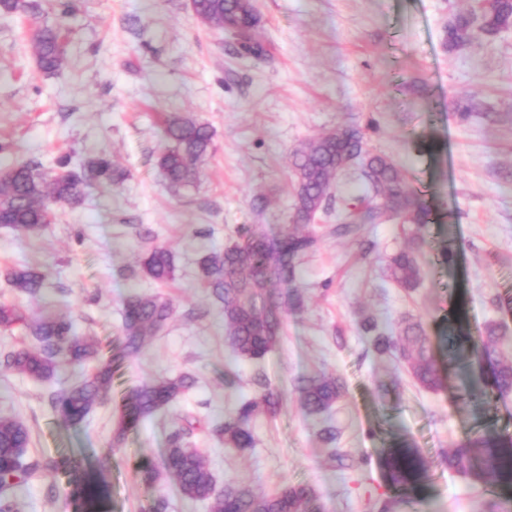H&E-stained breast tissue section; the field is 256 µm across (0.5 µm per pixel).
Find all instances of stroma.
<instances>
[{"instance_id": "35a3bbf8", "label": "stroma", "mask_w": 512, "mask_h": 512, "mask_svg": "<svg viewBox=\"0 0 512 512\" xmlns=\"http://www.w3.org/2000/svg\"><path fill=\"white\" fill-rule=\"evenodd\" d=\"M31 17L0 13V167L34 162L53 170L105 151L128 171L119 186L90 185L76 205H57L39 235L0 225V303L68 316L77 334L103 353L123 336V308L135 293L170 298L175 313L86 420L64 425L48 395L93 363L63 369L50 383L0 367V417L25 424L29 454L75 458L68 472L22 486L15 512H73L87 481L105 492L107 512H146L141 464H160L173 423L192 428L216 489L238 482L271 493L284 483L310 485L325 512H485L488 500H512V486L475 483L448 470V451L487 431L512 435V395L476 399L463 390L478 364L448 358V335H478L500 325L498 351L512 362V27L451 51L445 30L473 0H254L268 54L241 57L220 30L200 24L190 0H76L64 15L37 0ZM60 29L67 59L39 72L27 47L30 28ZM473 104L468 120L458 106ZM187 113L214 132L200 181L173 193L155 165L163 119ZM364 129L368 147L394 159L432 211L422 227L390 221L340 235L335 216H318L316 249L294 286L301 312L288 313L279 345L264 359L226 362L232 353L223 305L201 279L199 263L223 250L246 224L279 232L289 222V156L337 127ZM267 196L263 213L251 207ZM171 246L176 276L143 278L137 261ZM414 248L422 278L412 289L387 274L389 256ZM29 265L46 275L44 297L14 290L7 274ZM422 321L443 379L421 388L392 354H377L359 328ZM193 375L197 383L167 411L113 444L115 400L137 384ZM337 378L345 393L329 419L344 462L330 461L321 424L301 408L300 378ZM283 394L276 415L259 416L255 445L224 447L211 426L260 390L258 377ZM412 442L428 465L413 494L387 481L382 458Z\"/></svg>"}]
</instances>
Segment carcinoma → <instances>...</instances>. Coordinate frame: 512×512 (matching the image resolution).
<instances>
[{
  "instance_id": "1",
  "label": "carcinoma",
  "mask_w": 512,
  "mask_h": 512,
  "mask_svg": "<svg viewBox=\"0 0 512 512\" xmlns=\"http://www.w3.org/2000/svg\"><path fill=\"white\" fill-rule=\"evenodd\" d=\"M191 8L202 24L228 33L238 53L254 58L266 54L251 0H191ZM36 9L34 0H0V11L5 14L28 15ZM509 26L512 0H478L475 8L457 15L448 25V50L489 39ZM29 46L37 69L44 74L55 73L66 60L67 42L55 27L31 28ZM213 136L208 124L191 115L165 120V146L157 156V167L170 188L178 191L199 179ZM349 160L364 192L356 203L336 214L337 232L349 234L362 224H379L393 218L419 227L430 223L429 208L408 185L402 169L390 157L369 151L363 130L337 127L295 150L289 156L294 196L292 226L271 235L262 224L247 225L224 246V252L211 253L200 264L202 279L223 303L226 339L235 358L263 359L280 342L284 313L290 307H302L301 296L284 286L296 280L299 260L316 246L317 238L307 227L332 208L333 181ZM127 178L128 173L116 167L105 153L91 157L78 169L70 168V157L62 156L52 175L32 162L0 168V224L25 236L37 235L53 207L80 203L90 182L107 188ZM140 271L155 282L174 279L172 251L163 245L151 248L140 259ZM388 275L403 288L416 287L421 270L413 251L392 256ZM8 278L18 292L31 298L41 295L40 271L23 265L12 269ZM173 313L172 303L160 295L131 296L123 313L121 343L104 357L97 338L75 335L69 319L51 312L34 317L17 305L0 303V328L22 327L36 341L32 350L8 353L3 365L38 381H49L63 364L97 362L91 375L49 396L51 409L59 420L78 425L112 386L114 370L136 359L145 341L161 333ZM362 329L372 335L376 352L396 353L421 387L441 386L422 322L402 320L394 328L382 329L368 319ZM499 339V327L489 326L471 339L468 348L469 354L488 369L489 382L480 389L485 396L512 394V363L500 360ZM193 385L194 379L186 375L140 384L114 407V445L120 446L129 433L171 407ZM297 390L305 412L322 417L341 397L343 387L334 377L315 375L300 379ZM281 398L278 389L261 383V391L242 402L236 413L215 429V434L227 448L253 447V420L260 414H276ZM29 443L30 433L22 422L0 417V512H14L16 492L29 480L45 471L77 466L75 460L30 456L26 452ZM186 443V429L175 427L169 434L160 468L148 465L142 469L144 481L153 490L148 512H167L166 497L157 486L162 474L177 485L184 497L211 500V512H320L315 492L307 484L287 483L276 493L267 494L250 485L229 482L221 493L214 494L210 469L196 449ZM445 463L448 469L479 483L490 475L501 483H512V437L489 432L471 438L450 450ZM385 467L394 487L415 489L427 478L426 462L406 441L389 450Z\"/></svg>"
}]
</instances>
